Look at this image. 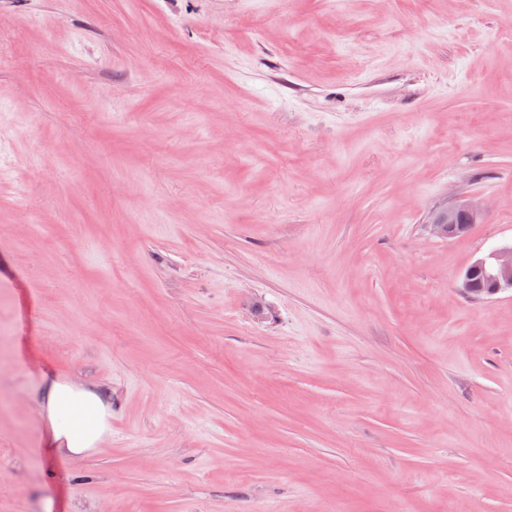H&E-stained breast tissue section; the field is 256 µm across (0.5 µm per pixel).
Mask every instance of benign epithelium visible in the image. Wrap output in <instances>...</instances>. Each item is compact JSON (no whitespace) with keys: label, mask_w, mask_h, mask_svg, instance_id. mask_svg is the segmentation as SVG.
Instances as JSON below:
<instances>
[{"label":"benign epithelium","mask_w":512,"mask_h":512,"mask_svg":"<svg viewBox=\"0 0 512 512\" xmlns=\"http://www.w3.org/2000/svg\"><path fill=\"white\" fill-rule=\"evenodd\" d=\"M484 216L470 200H460L440 212L428 225L432 236L450 240L471 230ZM459 288L469 297L482 300L512 292V242L491 249L468 264L460 275Z\"/></svg>","instance_id":"benign-epithelium-1"}]
</instances>
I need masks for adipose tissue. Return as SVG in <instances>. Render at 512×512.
Returning a JSON list of instances; mask_svg holds the SVG:
<instances>
[{"label":"adipose tissue","mask_w":512,"mask_h":512,"mask_svg":"<svg viewBox=\"0 0 512 512\" xmlns=\"http://www.w3.org/2000/svg\"><path fill=\"white\" fill-rule=\"evenodd\" d=\"M44 410L48 430L45 452L49 455L81 457L95 448L108 430L106 408L89 390L46 381Z\"/></svg>","instance_id":"ef3b65f1"}]
</instances>
